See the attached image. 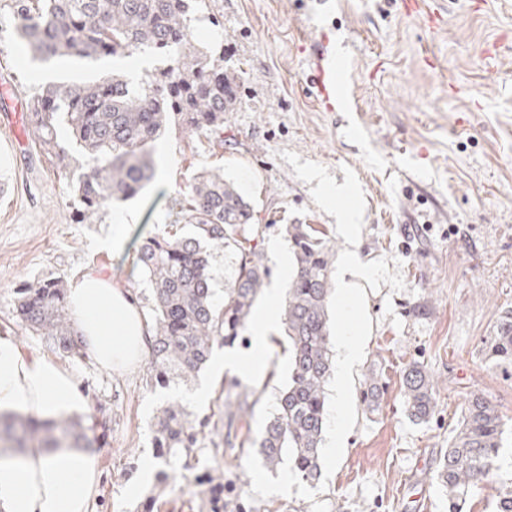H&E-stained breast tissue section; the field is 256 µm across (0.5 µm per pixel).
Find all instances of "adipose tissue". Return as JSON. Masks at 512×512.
Returning a JSON list of instances; mask_svg holds the SVG:
<instances>
[{
    "mask_svg": "<svg viewBox=\"0 0 512 512\" xmlns=\"http://www.w3.org/2000/svg\"><path fill=\"white\" fill-rule=\"evenodd\" d=\"M278 288H270L256 315L249 349L217 354L213 374H256V352L277 327ZM93 359L106 370L135 366L148 349L151 331L137 299L90 268L71 281L67 297ZM85 405L72 374L21 351L0 336V410L28 409L51 417ZM95 467L82 453L55 450L20 464L0 463V512H93Z\"/></svg>",
    "mask_w": 512,
    "mask_h": 512,
    "instance_id": "adipose-tissue-1",
    "label": "adipose tissue"
}]
</instances>
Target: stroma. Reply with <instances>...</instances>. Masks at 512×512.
Returning a JSON list of instances; mask_svg holds the SVG:
<instances>
[{
  "label": "stroma",
  "mask_w": 512,
  "mask_h": 512,
  "mask_svg": "<svg viewBox=\"0 0 512 512\" xmlns=\"http://www.w3.org/2000/svg\"><path fill=\"white\" fill-rule=\"evenodd\" d=\"M0 0V86L22 100L49 83L96 80L103 61L69 58L34 66L15 41V21ZM442 8L446 26L428 28L424 13L406 14L402 0H197L191 40L224 45V68L236 77V98L224 115V139L169 126L154 145L157 170L137 197L105 206L92 224L75 217L72 171L82 156L68 130L59 144L68 167L40 151L29 123L0 124V336L60 364L89 397L81 416L95 447L86 454L97 474L95 512H136L137 486L152 447L155 418L166 400L185 405L192 421L212 418L216 400L192 404L193 386L148 385L149 360L108 373L89 355L66 357L35 336L15 314V290L46 277L103 270L139 303L151 289L131 274V256L145 238L167 231L170 206L201 170L218 168L252 203L264 233L270 282L280 278L285 224H312L335 245L353 249L365 270L357 311L331 301L334 331L348 329L363 357L345 380L349 395L340 443L325 439L317 485L288 483V469L270 473L256 454L243 455L245 491L253 505L284 503L288 512H447L435 482L467 399L484 395L512 426V364L492 359L487 344L512 310V0H425ZM325 39L349 85L340 105L324 111L309 83L314 58L306 31ZM336 193L335 203L324 200ZM356 208L353 240L337 211ZM134 211L123 246L100 252L96 240ZM283 331L264 351L269 385L248 420L261 433L276 412L288 375ZM413 362L437 382V407L412 422L402 377ZM376 366L380 406L366 412L364 375ZM194 469L178 465L158 512H198ZM512 481V434L493 482L466 512H495L497 489Z\"/></svg>",
  "instance_id": "stroma-1"
}]
</instances>
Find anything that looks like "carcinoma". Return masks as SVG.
Masks as SVG:
<instances>
[{
  "label": "carcinoma",
  "instance_id": "cac0c4a2",
  "mask_svg": "<svg viewBox=\"0 0 512 512\" xmlns=\"http://www.w3.org/2000/svg\"><path fill=\"white\" fill-rule=\"evenodd\" d=\"M196 0H11L17 41L31 62L55 58L114 59L150 54L162 65L137 80L107 74L89 84L50 85L28 103L32 133L47 153L59 149V125L69 127L85 164L75 182L76 216L89 223L105 205L139 194L153 179L151 147L168 124L187 133L224 134V113L232 111L234 77L224 59L191 43ZM173 208L189 230L144 241L132 260L153 285L150 385L167 389L188 384L209 361L213 347L231 346L250 324L270 270L264 262L263 226L235 182L216 171L197 173ZM293 260L284 307L288 377L276 395V413L261 437L243 420L265 387L233 379L224 384V426L216 446L222 462L194 476L200 512H283L288 505L258 510L246 503L240 455L257 454L273 472L287 462L302 481L321 477L326 427V386L332 373V257L334 244L312 224H285ZM236 260V274L214 301L212 251ZM18 319L57 352L81 355L80 334L68 309L65 282L45 278L18 289ZM491 357L512 362V312L500 317L491 337ZM364 403L379 405V379L371 367ZM405 411L415 422L435 414L436 391L426 368L409 365L403 374ZM505 422L491 399L473 395L435 479L448 512L464 505L496 471ZM209 433L194 428L184 406L166 401L157 417L153 457L166 481L172 465L196 457ZM82 421L71 416L40 419L0 415V452L26 455L31 448H89Z\"/></svg>",
  "mask_w": 512,
  "mask_h": 512
}]
</instances>
